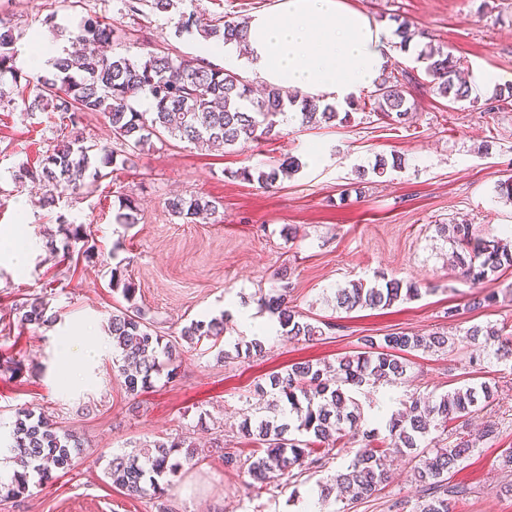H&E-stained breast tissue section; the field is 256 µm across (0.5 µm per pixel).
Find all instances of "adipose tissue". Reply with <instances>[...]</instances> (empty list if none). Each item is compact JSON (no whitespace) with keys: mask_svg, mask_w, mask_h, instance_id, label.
I'll return each mask as SVG.
<instances>
[{"mask_svg":"<svg viewBox=\"0 0 512 512\" xmlns=\"http://www.w3.org/2000/svg\"><path fill=\"white\" fill-rule=\"evenodd\" d=\"M247 56L233 45L202 43L209 54L222 50L224 64H246L272 86L345 104L379 81L395 44L362 11L346 0H282L251 18Z\"/></svg>","mask_w":512,"mask_h":512,"instance_id":"adipose-tissue-1","label":"adipose tissue"}]
</instances>
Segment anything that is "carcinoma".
Wrapping results in <instances>:
<instances>
[{
    "mask_svg": "<svg viewBox=\"0 0 512 512\" xmlns=\"http://www.w3.org/2000/svg\"><path fill=\"white\" fill-rule=\"evenodd\" d=\"M183 2L152 0V8L159 13L176 14L174 27L180 35H197L214 44L245 42L249 17L214 24L196 9L180 10ZM119 32L114 24L98 16L85 19L71 36L80 50L53 58L51 69L30 77L37 93L25 106L26 111L71 116L101 112L108 118L112 135V142L104 145L78 135L58 138L45 152L39 168L22 166L16 171L14 180L37 182L45 188L46 205H56L64 192L80 189L88 178L96 182L105 177L102 169L126 162L127 155L141 149L158 132L194 145L228 147L276 134L290 110L296 112L303 126L330 125L349 118V113L338 112L334 105L298 94L290 96L280 87L270 86L255 97L238 74L218 68L201 56L183 58L161 49L140 58L103 54L100 48L118 38ZM15 41L12 28H0V80L7 74L15 81L21 77L15 66ZM417 59L425 62L429 85L438 95L451 104L469 100L471 91L459 78V62L452 53L431 48L420 51ZM143 95L151 99V106L139 112L134 102ZM349 105L368 108L380 118L398 124L407 121L412 110L405 78L396 75L384 76L367 101L356 99ZM301 167L302 163L290 156L267 170L243 168L229 175L268 187ZM400 168L402 158L393 154L389 159L376 158L372 168H359L356 174L362 183L370 173L382 175ZM167 207L172 215L191 223L204 212H216L219 202L204 197H175L168 200ZM136 213V203L126 197L120 202L116 219L121 224H134ZM57 221L66 238L83 243L85 258L92 259L96 246L89 244L84 225L69 222L64 214L58 215ZM437 231L452 232V262L474 285L490 280L505 266L512 267V248L495 238L480 236L472 224H439ZM421 293L417 284L392 277L369 286L359 281L339 287L335 301L337 309L349 313L389 308ZM260 301L261 307L276 318L280 339L285 342L311 341L338 327L332 322L319 326L306 321L288 305L284 288L272 290ZM47 311V302L37 294L20 305L18 321L23 326L43 325L48 322ZM109 330L120 352L117 368L128 391L136 393L147 387L153 376L163 371L167 378L175 377L179 343L163 341L146 325L135 306L113 312ZM223 332L224 318H213L191 322L183 328L180 338L190 344L203 339L216 342ZM465 338L482 345L489 356L512 360V331L474 324L465 331ZM454 344L453 337L441 332L427 336L394 333L379 339L365 336L362 350L334 363L300 362L269 374L267 386L260 385L258 390L272 395L268 408L280 418L263 419L254 427L247 416L240 423V433L261 445V451H253L246 459L248 475L274 490L307 470L326 467L335 456L331 444L358 437L369 440L376 431L362 427L359 406L351 392L403 384L409 369L404 354L448 350ZM495 395L496 387L486 381L467 383L439 396H414L405 411L383 418L391 447L415 461L413 476L419 495L411 512H450L451 501L465 493L463 486L452 482L451 475L483 438L493 435L494 426L489 424L475 435L459 432L447 444L442 435L448 432V422L485 409L494 402ZM183 445L185 441L178 439L158 441L141 458L114 455L107 476L130 494H160L161 482L178 472L177 455ZM79 447L78 441L59 433L50 416L18 410L9 458L14 471L5 498L28 493L32 471L47 479L54 470L69 469L72 452ZM388 479L383 451L366 448L355 453L347 470L336 474L334 483L320 486V498L326 501L333 496L345 502V507L336 512H347L348 506Z\"/></svg>",
    "mask_w": 512,
    "mask_h": 512,
    "instance_id": "cac0c4a2",
    "label": "carcinoma"
}]
</instances>
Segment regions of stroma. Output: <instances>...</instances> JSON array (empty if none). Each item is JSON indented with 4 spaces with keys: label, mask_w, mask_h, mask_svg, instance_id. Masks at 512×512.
<instances>
[{
    "label": "stroma",
    "mask_w": 512,
    "mask_h": 512,
    "mask_svg": "<svg viewBox=\"0 0 512 512\" xmlns=\"http://www.w3.org/2000/svg\"><path fill=\"white\" fill-rule=\"evenodd\" d=\"M280 0H186L211 19L253 16ZM385 31L407 21L421 30L406 52H396L393 72L410 77L412 123L397 125L366 112L347 124L308 128L281 125L271 139L234 147H198L168 134L152 137L126 166L88 186L83 194L43 205L31 182L15 183L19 166L38 167L66 121L56 112L28 113L36 89L42 46L70 49L61 29H73L93 14L122 29L111 51L139 57L154 45L173 55L197 56L199 40L178 37L167 16L142 0L136 14L120 0H0V23L17 35L16 66L24 81L0 88L13 98L0 108V432L9 433L17 408L54 416L84 444L67 472L53 479L29 476L30 495L0 502V512H308L319 486L332 482L358 449L351 443L319 471L305 473L283 490L267 491L246 470L224 465V452L249 457L255 444L242 437L244 414L266 413L268 396L255 389L264 375L304 360L335 361L354 353L364 336L427 335L448 328L446 311L459 307V327L474 323L512 326V267L497 280L472 288L452 269L451 246L436 233L440 224L468 222L485 238L512 239V204L495 187L512 177V101L495 102L483 89L476 102L448 104L428 85L417 54L423 42L443 47L465 73H492L493 85L512 84V0H347ZM323 158L306 164L310 144ZM396 154L404 164L356 185L355 169L377 156ZM303 159L295 175L274 187L225 178L228 169H267L284 158ZM218 201L216 213L183 223L166 207L176 196ZM136 200L138 221L117 223L122 198ZM65 213L85 225L97 246L86 261L81 244L65 241L56 217ZM27 250L24 265L8 254L6 233ZM136 288L133 301L112 290V270ZM421 283L426 292L385 310H338L334 293L351 281L373 282L378 274ZM287 285L293 306L310 322L332 321L337 330L309 343L264 339L262 357L221 361L219 350L255 338L254 325L229 321L217 346L185 347L175 379L154 376L149 389L130 393L113 369L115 350L107 321L127 304L141 309L157 334L171 339L194 320H210L229 308L256 305L260 295ZM497 293L490 307L473 309L476 294ZM47 294L52 325L19 327L16 309L27 296ZM83 343L96 356L82 364L85 378L72 385L62 359L64 345ZM477 348L458 338L446 353L410 354L406 386H378L358 393L365 420L379 411L404 409L409 394L437 396L472 378L495 385L498 395L484 410L496 432L482 441L452 477L467 493L451 512H512V496L500 488L512 481L500 456L512 448V361L470 363ZM179 438L194 454L164 496L130 495L106 471L113 455L135 453L153 441ZM410 457H395L388 481L355 503L351 512H396L395 502L415 500Z\"/></svg>",
    "instance_id": "1"
}]
</instances>
